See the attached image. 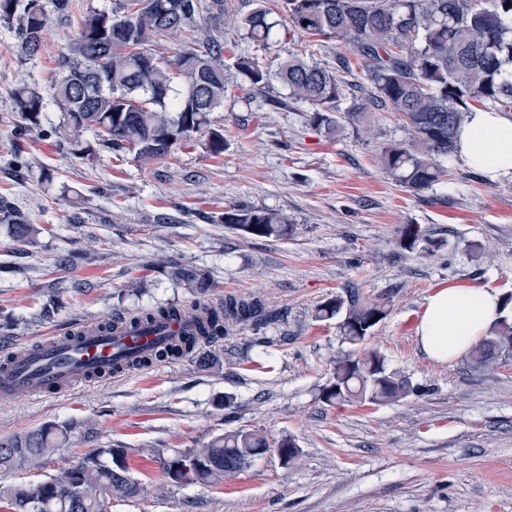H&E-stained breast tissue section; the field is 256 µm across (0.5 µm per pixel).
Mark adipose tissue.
<instances>
[{"label": "adipose tissue", "mask_w": 512, "mask_h": 512, "mask_svg": "<svg viewBox=\"0 0 512 512\" xmlns=\"http://www.w3.org/2000/svg\"><path fill=\"white\" fill-rule=\"evenodd\" d=\"M457 155L488 178H512V114L471 112L455 141ZM512 321V303L493 288L443 287L425 300L416 325L421 351L433 363L464 358L499 321Z\"/></svg>", "instance_id": "adipose-tissue-1"}]
</instances>
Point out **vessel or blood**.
Returning a JSON list of instances; mask_svg holds the SVG:
<instances>
[{"label":"vessel or blood","instance_id":"obj_1","mask_svg":"<svg viewBox=\"0 0 512 512\" xmlns=\"http://www.w3.org/2000/svg\"><path fill=\"white\" fill-rule=\"evenodd\" d=\"M190 329L188 322L170 320L156 331L130 337L117 335L53 336L41 342L31 356L18 360L0 373V390L11 393L59 394L86 382L88 375L112 362L119 349L144 351Z\"/></svg>","mask_w":512,"mask_h":512}]
</instances>
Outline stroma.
Here are the masks:
<instances>
[{
  "instance_id": "1",
  "label": "stroma",
  "mask_w": 512,
  "mask_h": 512,
  "mask_svg": "<svg viewBox=\"0 0 512 512\" xmlns=\"http://www.w3.org/2000/svg\"><path fill=\"white\" fill-rule=\"evenodd\" d=\"M73 2L74 14L48 28L34 57L0 23V198L38 230L20 242L0 221V323L10 324L0 331V361L120 311L190 307L196 293L156 268L163 255L205 271L211 300L255 293L276 319L63 394L0 396V439L50 423L95 425L39 468L0 474V486L58 476L78 454L109 445L127 449L129 475L145 491L104 499L102 512H512V361L488 371L466 359L436 365L415 336L438 288L512 295V179L489 180L459 160L447 184L409 191L377 162L383 147L410 138L397 113L374 108L364 130L343 121L329 135L279 80L254 91L233 66L242 54L273 72L292 51L334 69L339 56L357 61L353 47L291 27L264 48L230 23L224 108L210 123L224 135L223 154L208 152L203 132L166 162L144 164L97 147L88 132L94 153L76 158L63 113L48 107L42 125L21 135L13 105L21 85L48 93L80 14L114 0ZM232 202L288 214L293 236L225 226ZM405 224L428 230L433 254L401 245ZM77 250L84 258L60 265ZM134 277L145 284L138 295L127 290ZM352 286L387 309L357 353H380L409 377L415 391L405 399H320L341 344L336 319H317L316 308ZM242 429L293 436L299 456L286 465L266 454L217 486L166 482L158 452Z\"/></svg>"
}]
</instances>
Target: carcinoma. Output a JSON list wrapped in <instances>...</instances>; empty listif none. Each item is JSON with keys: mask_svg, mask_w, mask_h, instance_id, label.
Returning <instances> with one entry per match:
<instances>
[{"mask_svg": "<svg viewBox=\"0 0 512 512\" xmlns=\"http://www.w3.org/2000/svg\"><path fill=\"white\" fill-rule=\"evenodd\" d=\"M227 0H117L111 11L91 10L58 62L52 84L53 100L64 113L69 136L79 145L85 131L95 133L99 146L133 151L144 163L171 157L210 124L209 116L224 107V41L217 36ZM71 0H0V21L15 23L17 44L34 56L52 14L69 15ZM285 21L309 35H329L356 48L371 85L367 98L354 104L344 118L360 123L370 105L396 112L410 132L407 144H391L379 155L381 168L413 192L446 181L456 158L455 139L472 105L512 112V0H282ZM279 22L261 5L241 16L237 28L253 42L267 45ZM206 27L211 35L191 40L172 56L155 49L161 36ZM331 71L291 53L273 74L291 97L313 107L311 125L328 132L337 123L333 112L352 72L346 59ZM237 72L253 89L273 76L248 56L235 61ZM14 105L26 126L41 125L44 96L22 86ZM222 223L244 233L286 239L294 224L276 210L230 205ZM404 247L433 252L435 241L414 224L400 229ZM176 283L203 295L209 279L189 265L171 267ZM189 314L195 333L174 348L181 356L202 343L230 333L239 325L260 328L272 318L255 294H227L218 303L200 301L185 311L159 307L131 316V323L152 324ZM344 315L340 342L350 346L370 336L375 316L385 317L384 305L364 299L352 288L346 296L322 303L317 318ZM469 358L477 368L512 359V323H502L475 345ZM408 378L389 370L384 356L372 352L353 357L339 350L329 384L321 391L328 403L352 400L381 404L412 393ZM73 426L47 424L0 441V472L31 469L41 459L69 443ZM284 460L298 456L296 439L274 443L256 431H236L186 451L192 459L179 468L183 454L163 460L171 484L217 485L236 476L269 448ZM126 448H93L73 461L59 477L3 488L15 512H100L105 496L129 497L144 487L128 477Z\"/></svg>", "mask_w": 512, "mask_h": 512, "instance_id": "carcinoma-1", "label": "carcinoma"}]
</instances>
